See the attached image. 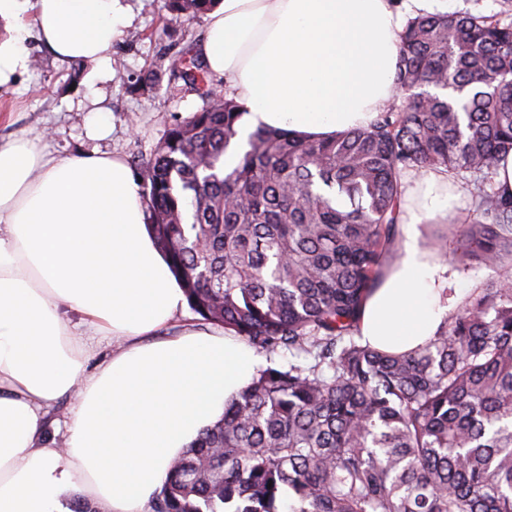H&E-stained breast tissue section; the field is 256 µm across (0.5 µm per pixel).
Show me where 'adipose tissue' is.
<instances>
[{
  "mask_svg": "<svg viewBox=\"0 0 512 512\" xmlns=\"http://www.w3.org/2000/svg\"><path fill=\"white\" fill-rule=\"evenodd\" d=\"M448 0H218L198 50L256 127L327 137L368 125L397 95L408 19ZM132 24L126 0H0V87L26 68L30 35L59 60L111 72ZM400 260L362 311L371 345L407 351L455 302L448 269L428 259L418 225L454 207L448 172L404 180ZM186 298L158 248L135 175L110 154L56 158L38 139L0 144V512H68L80 480L98 512H149L173 461L221 419L261 364L226 333L185 328L157 339ZM112 337L94 371L61 310ZM76 397L65 447L49 410Z\"/></svg>",
  "mask_w": 512,
  "mask_h": 512,
  "instance_id": "adipose-tissue-1",
  "label": "adipose tissue"
}]
</instances>
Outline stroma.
<instances>
[{"label": "stroma", "mask_w": 512, "mask_h": 512, "mask_svg": "<svg viewBox=\"0 0 512 512\" xmlns=\"http://www.w3.org/2000/svg\"><path fill=\"white\" fill-rule=\"evenodd\" d=\"M134 21L112 47V74L93 76L90 67L73 69L55 59L36 39H29V61L0 98V143L19 135H38L46 152L71 157L99 151L122 156L128 164L149 157L172 124L201 104L190 92L174 93L167 81L140 89L136 80L157 55L175 53L181 42L200 40L205 18L172 20L164 0H128ZM105 98L109 133L89 132L85 106L92 93Z\"/></svg>", "instance_id": "stroma-1"}]
</instances>
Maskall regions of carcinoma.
<instances>
[{"mask_svg":"<svg viewBox=\"0 0 512 512\" xmlns=\"http://www.w3.org/2000/svg\"><path fill=\"white\" fill-rule=\"evenodd\" d=\"M216 0H166L173 19ZM512 0L499 14L419 15L400 35L401 103L326 139L258 127L239 163L238 105L189 44L165 74L202 106L140 164L155 241L190 308L269 364L169 469L150 512H512ZM444 167L471 208L436 259L491 270L424 346L360 333L395 262L405 173ZM309 357L284 367L275 356Z\"/></svg>","mask_w":512,"mask_h":512,"instance_id":"cac0c4a2","label":"carcinoma"}]
</instances>
